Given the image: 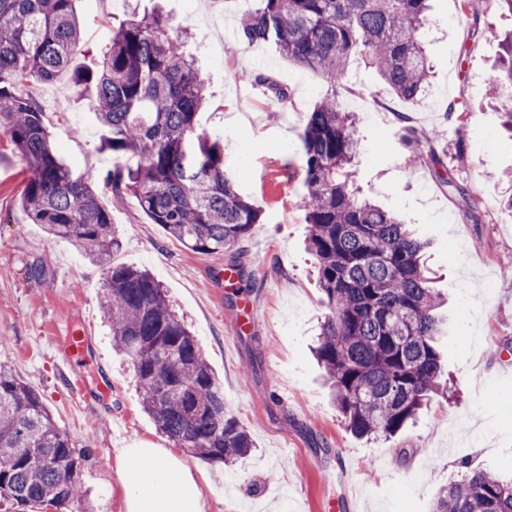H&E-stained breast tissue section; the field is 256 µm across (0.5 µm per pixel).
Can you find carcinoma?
<instances>
[{
    "instance_id": "obj_1",
    "label": "carcinoma",
    "mask_w": 512,
    "mask_h": 512,
    "mask_svg": "<svg viewBox=\"0 0 512 512\" xmlns=\"http://www.w3.org/2000/svg\"><path fill=\"white\" fill-rule=\"evenodd\" d=\"M432 0H257L240 22L251 43L317 73L330 88L301 135L307 247L328 313L314 356L346 428L360 438L394 437L436 396L448 374L434 345L441 296L432 288L428 242L360 195L354 176L363 143L341 107L351 60L374 67L387 91L418 104L431 73L424 34ZM193 34L157 8L133 10L112 27L95 68H71L84 52L75 0H0V134L26 160L20 206L30 224L79 246L105 267L102 316L112 345L131 363L140 403L159 431L192 455L226 464L255 442L224 403L195 336L164 288L144 268L112 264L121 239L89 180L62 163L40 105L22 91L73 69L91 91L106 130L102 147L126 158L108 173L112 195L133 196L151 223L202 254L243 244L260 210L224 169V136L197 126L207 84L185 52ZM487 78L512 132V36ZM439 132L405 127V141L446 186L476 211L449 176L433 142ZM89 457L74 448L42 397L0 366V500L68 512L80 497ZM435 512H512V476L471 468L443 488Z\"/></svg>"
}]
</instances>
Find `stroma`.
Returning a JSON list of instances; mask_svg holds the SVG:
<instances>
[{"label":"stroma","mask_w":512,"mask_h":512,"mask_svg":"<svg viewBox=\"0 0 512 512\" xmlns=\"http://www.w3.org/2000/svg\"><path fill=\"white\" fill-rule=\"evenodd\" d=\"M158 3L193 35L187 47L210 95L199 127L223 133L226 169L263 213L241 248L195 253L151 223L134 197L115 200L104 179L117 158L101 148L105 131L87 90L68 81L34 83L28 92L58 154L110 210L122 239L114 263L146 268L161 282L223 385L226 406L256 442L231 464L187 456L210 480L206 512H328L331 499L335 512H432L462 463L512 472V272L501 263L512 256V212L500 206L507 186L495 177L512 168V135L483 97L512 17L495 0H433L425 42L432 76L415 108L387 92L374 69L350 65L340 101L363 136L356 185L431 242L427 265L446 299L437 345L456 389L455 399L435 400L395 437L367 441L346 429L310 351L327 308L305 247L297 173L300 136L327 87L267 45L235 54L207 43L211 21L238 28L234 0H76L84 35L76 65H93L131 8L144 13ZM475 24L480 34H471ZM261 75L287 89L285 105L257 84ZM452 104L466 113L462 143L446 117ZM407 111L413 127L439 131L449 173L476 196L475 217L412 162L396 119ZM26 173V162L0 139V365L41 394L76 448L91 452L71 512H121L116 449L172 442L143 412L131 365L112 348L100 311L102 269L74 243L27 223L18 205ZM82 325L94 359L72 368L51 343Z\"/></svg>","instance_id":"obj_1"}]
</instances>
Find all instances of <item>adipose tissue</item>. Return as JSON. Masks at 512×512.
Listing matches in <instances>:
<instances>
[{
  "mask_svg": "<svg viewBox=\"0 0 512 512\" xmlns=\"http://www.w3.org/2000/svg\"><path fill=\"white\" fill-rule=\"evenodd\" d=\"M122 512H204L207 478L164 448L116 451Z\"/></svg>",
  "mask_w": 512,
  "mask_h": 512,
  "instance_id": "1",
  "label": "adipose tissue"
}]
</instances>
